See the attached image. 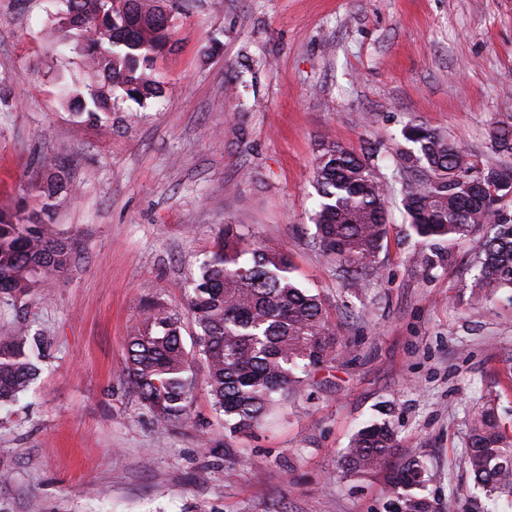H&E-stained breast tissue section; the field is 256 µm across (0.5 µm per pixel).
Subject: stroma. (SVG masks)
Instances as JSON below:
<instances>
[{
    "label": "stroma",
    "mask_w": 512,
    "mask_h": 512,
    "mask_svg": "<svg viewBox=\"0 0 512 512\" xmlns=\"http://www.w3.org/2000/svg\"><path fill=\"white\" fill-rule=\"evenodd\" d=\"M61 9L0 0V205L39 211L41 161L60 151L71 185L53 206L69 264L49 293L0 294V339L23 327L45 347L34 384L0 409V512H388L389 470L337 477L341 449L382 419L394 462H426L432 512H512V494L488 498L464 459L477 404L492 401L512 432V300L476 308L467 289L482 232L423 272L427 244L392 195L382 275L357 291L313 239L312 183L326 136L376 147L383 179H410L411 123L512 166L492 139L512 124V0H177L174 47L154 64L164 97L114 95L100 120L59 98L90 79L45 37ZM228 224L281 244L344 344L235 436L204 383L172 424L117 369L144 301L186 310Z\"/></svg>",
    "instance_id": "1"
}]
</instances>
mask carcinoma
Here are the masks:
<instances>
[{
	"instance_id": "cac0c4a2",
	"label": "carcinoma",
	"mask_w": 512,
	"mask_h": 512,
	"mask_svg": "<svg viewBox=\"0 0 512 512\" xmlns=\"http://www.w3.org/2000/svg\"><path fill=\"white\" fill-rule=\"evenodd\" d=\"M74 26L62 41L81 56L94 81L65 88L77 112H112L116 91L139 104L162 93L150 75L154 61L172 49L169 0H62ZM415 148L403 155L419 177L402 184L411 231L431 243L419 255L430 272L448 261L452 248L475 228H488L475 256L470 298L480 303L502 291L512 293V213L501 203L512 198V176L493 162L476 164L443 135L412 124L405 131ZM495 151L512 155V125L494 129ZM334 141L319 144L313 187L319 197L314 240L336 270L356 286L380 274L378 256L387 237V188L370 158ZM42 193L47 199L33 215L0 210V293L24 292L33 272L49 283L70 261L67 245L51 224L49 200L67 187L63 157L51 164ZM144 328L129 337L122 373L143 405L157 418L178 423L188 417L196 376L182 341L183 315L158 300L144 303ZM197 328L196 346L205 384L224 429L234 435L258 426L279 401L302 391L309 375L336 359L341 347L336 325L319 295L292 277L288 252L254 245L224 228V237L199 265L188 300ZM34 339L21 330L0 342V407L28 390L38 366ZM468 467L485 494L512 493V436L494 405L475 406L468 417ZM397 436L390 423L361 428L341 455L340 478L360 479L391 463ZM420 461L395 468L393 487L403 490L398 512H429L426 500L410 494L422 487Z\"/></svg>"
}]
</instances>
